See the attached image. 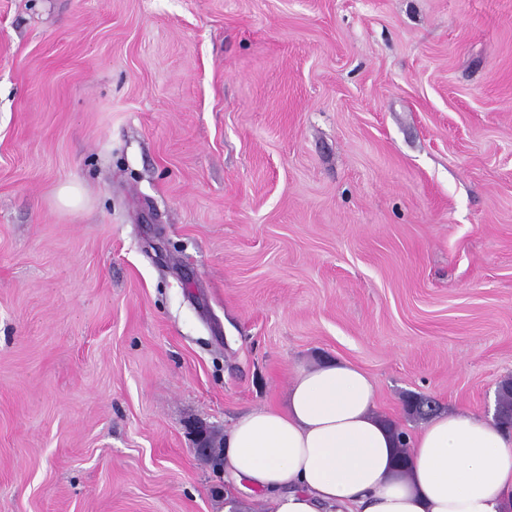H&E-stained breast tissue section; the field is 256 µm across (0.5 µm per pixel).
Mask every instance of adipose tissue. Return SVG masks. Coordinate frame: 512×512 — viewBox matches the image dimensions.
<instances>
[{"label":"adipose tissue","instance_id":"adipose-tissue-1","mask_svg":"<svg viewBox=\"0 0 512 512\" xmlns=\"http://www.w3.org/2000/svg\"><path fill=\"white\" fill-rule=\"evenodd\" d=\"M374 393L346 361L296 369L285 407L225 432L228 473L269 512H512L511 432L476 414L434 416L402 469Z\"/></svg>","mask_w":512,"mask_h":512}]
</instances>
